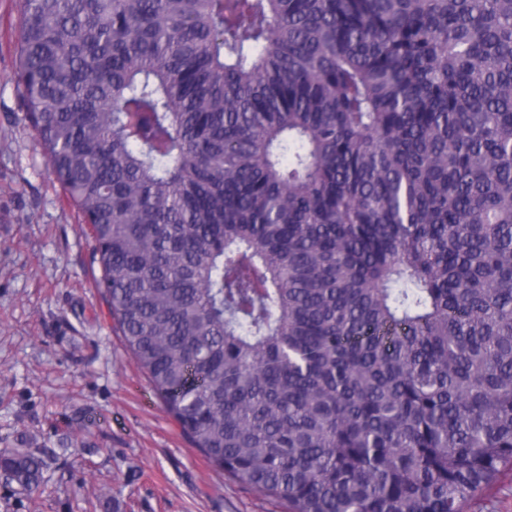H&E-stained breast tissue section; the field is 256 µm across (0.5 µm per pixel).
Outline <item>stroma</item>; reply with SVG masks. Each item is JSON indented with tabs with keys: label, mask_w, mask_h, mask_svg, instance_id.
Instances as JSON below:
<instances>
[{
	"label": "stroma",
	"mask_w": 512,
	"mask_h": 512,
	"mask_svg": "<svg viewBox=\"0 0 512 512\" xmlns=\"http://www.w3.org/2000/svg\"><path fill=\"white\" fill-rule=\"evenodd\" d=\"M26 0H0V451L53 452L38 493L0 512H281L215 470L126 350L94 241L23 118ZM463 512H512V468Z\"/></svg>",
	"instance_id": "obj_1"
}]
</instances>
